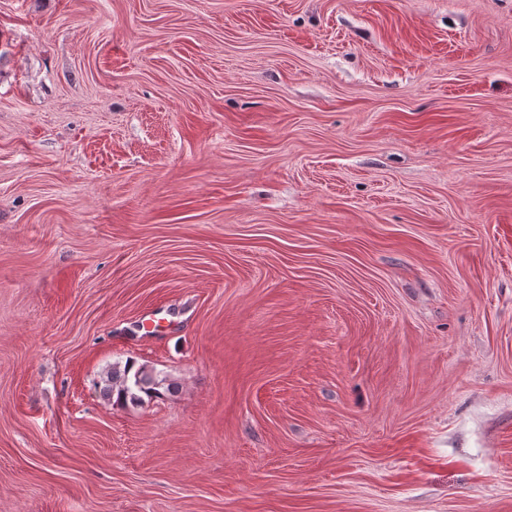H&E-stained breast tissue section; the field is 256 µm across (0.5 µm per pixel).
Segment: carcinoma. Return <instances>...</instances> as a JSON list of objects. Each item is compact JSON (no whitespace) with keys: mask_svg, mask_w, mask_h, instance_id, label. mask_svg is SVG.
<instances>
[{"mask_svg":"<svg viewBox=\"0 0 512 512\" xmlns=\"http://www.w3.org/2000/svg\"><path fill=\"white\" fill-rule=\"evenodd\" d=\"M97 386L105 400L120 406L138 404L146 397L162 399L176 392V383L168 374L148 365L137 367L131 361L113 363Z\"/></svg>","mask_w":512,"mask_h":512,"instance_id":"obj_1","label":"carcinoma"}]
</instances>
